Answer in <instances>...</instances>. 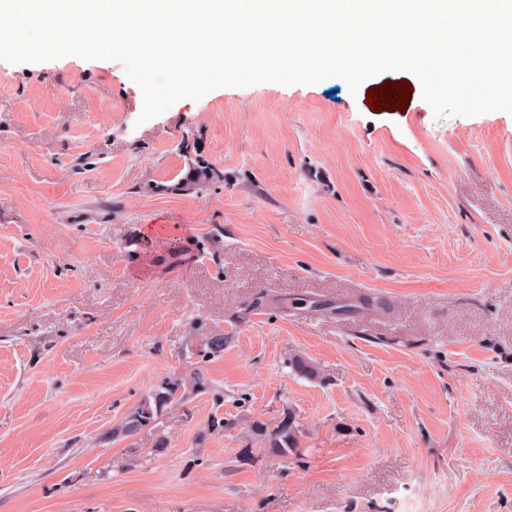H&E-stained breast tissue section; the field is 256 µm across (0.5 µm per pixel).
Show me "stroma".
I'll return each instance as SVG.
<instances>
[{
    "label": "stroma",
    "instance_id": "35a3bbf8",
    "mask_svg": "<svg viewBox=\"0 0 512 512\" xmlns=\"http://www.w3.org/2000/svg\"><path fill=\"white\" fill-rule=\"evenodd\" d=\"M142 110L122 61L0 60V512H512V114L435 115L404 70ZM189 154L219 178L168 192ZM358 295L391 313L311 305ZM199 320L223 405L112 442ZM289 407L298 453L243 459Z\"/></svg>",
    "mask_w": 512,
    "mask_h": 512
}]
</instances>
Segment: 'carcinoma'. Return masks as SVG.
<instances>
[{"mask_svg": "<svg viewBox=\"0 0 512 512\" xmlns=\"http://www.w3.org/2000/svg\"><path fill=\"white\" fill-rule=\"evenodd\" d=\"M217 175L215 168L206 160L200 157L187 159V172L176 182L166 187V190L183 195L192 189H199L211 181ZM365 302L357 300L354 304H343L331 307L323 301L315 302V306L336 313L338 316L357 314L364 309ZM194 332L197 335L192 357L197 359L198 367L194 368L189 379L165 378L160 381L156 388L143 397L112 426V442H120L132 437L128 431L129 419L139 416L142 420L140 429L151 427L158 428L159 420L167 408H178L189 403L192 397L200 394H212L214 403L218 404L224 399V395L213 390L211 380L206 370L200 364L219 355V351L210 345V336L214 329L204 322L195 324ZM292 371L299 377L313 379L318 376L317 367L301 355H293L288 359ZM304 425L299 421V414L293 409H288L281 416H276L266 422H260L255 426L254 435L257 437L259 448H245L249 456H254V451L273 453L281 457H287L300 448L301 437L303 436Z\"/></svg>", "mask_w": 512, "mask_h": 512, "instance_id": "carcinoma-1", "label": "carcinoma"}]
</instances>
